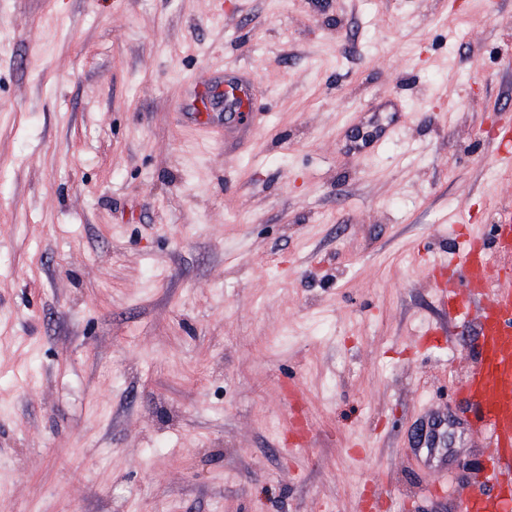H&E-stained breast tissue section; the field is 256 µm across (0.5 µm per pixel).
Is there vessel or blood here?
Instances as JSON below:
<instances>
[{"instance_id": "obj_1", "label": "vessel or blood", "mask_w": 512, "mask_h": 512, "mask_svg": "<svg viewBox=\"0 0 512 512\" xmlns=\"http://www.w3.org/2000/svg\"><path fill=\"white\" fill-rule=\"evenodd\" d=\"M251 88L228 79L205 90L199 102L204 110L224 106V135L256 128L249 110ZM396 133L395 123L372 122L357 152L374 151ZM493 159L512 169V128L493 134ZM453 272L435 298L442 312L473 319L478 349L461 390L471 402L475 432L490 447L480 475L464 493V512H512V205L495 212L490 236L469 235L451 252Z\"/></svg>"}]
</instances>
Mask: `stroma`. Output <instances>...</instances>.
Returning a JSON list of instances; mask_svg holds the SVG:
<instances>
[{
    "mask_svg": "<svg viewBox=\"0 0 512 512\" xmlns=\"http://www.w3.org/2000/svg\"><path fill=\"white\" fill-rule=\"evenodd\" d=\"M213 2L0 0V512H462L475 329L416 338L457 215L512 203V0ZM239 75L228 149L192 101ZM396 133L395 123L373 121L367 139L363 143L357 144L354 149L358 153L373 152L382 142L391 139ZM492 140L495 146L494 162L501 168L512 169V128L510 126L498 128Z\"/></svg>",
    "mask_w": 512,
    "mask_h": 512,
    "instance_id": "35a3bbf8",
    "label": "stroma"
}]
</instances>
